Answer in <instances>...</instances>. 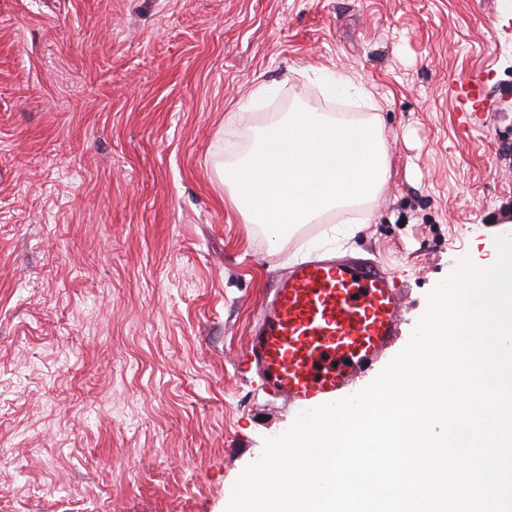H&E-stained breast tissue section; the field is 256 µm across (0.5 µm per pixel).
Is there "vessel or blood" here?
I'll use <instances>...</instances> for the list:
<instances>
[{
    "mask_svg": "<svg viewBox=\"0 0 512 512\" xmlns=\"http://www.w3.org/2000/svg\"><path fill=\"white\" fill-rule=\"evenodd\" d=\"M401 294L379 262L312 258L280 275L239 365L268 396L296 410L345 398L391 348Z\"/></svg>",
    "mask_w": 512,
    "mask_h": 512,
    "instance_id": "b4317fda",
    "label": "vessel or blood"
}]
</instances>
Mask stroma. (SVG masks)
I'll use <instances>...</instances> for the list:
<instances>
[{
  "instance_id": "1",
  "label": "stroma",
  "mask_w": 512,
  "mask_h": 512,
  "mask_svg": "<svg viewBox=\"0 0 512 512\" xmlns=\"http://www.w3.org/2000/svg\"><path fill=\"white\" fill-rule=\"evenodd\" d=\"M301 108L375 116L387 181L278 239L224 179ZM499 235L512 0H0V512H226L296 418L238 366L279 272L380 261L396 354Z\"/></svg>"
}]
</instances>
